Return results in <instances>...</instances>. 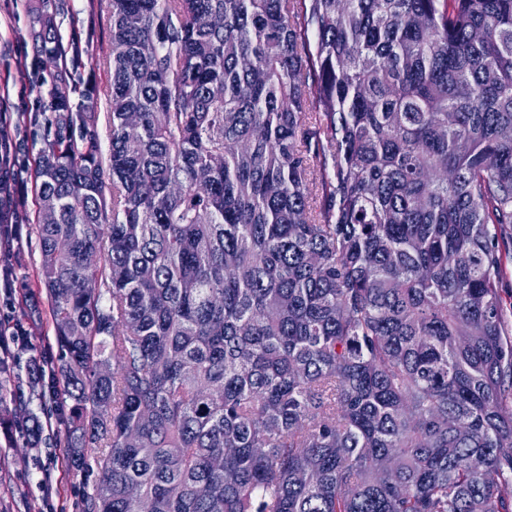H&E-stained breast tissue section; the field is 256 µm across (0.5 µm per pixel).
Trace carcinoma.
Returning a JSON list of instances; mask_svg holds the SVG:
<instances>
[{"label":"carcinoma","mask_w":512,"mask_h":512,"mask_svg":"<svg viewBox=\"0 0 512 512\" xmlns=\"http://www.w3.org/2000/svg\"><path fill=\"white\" fill-rule=\"evenodd\" d=\"M54 8L35 230L87 512H512V0H112L106 164Z\"/></svg>","instance_id":"obj_1"}]
</instances>
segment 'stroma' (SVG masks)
<instances>
[{"label":"stroma","instance_id":"obj_1","mask_svg":"<svg viewBox=\"0 0 512 512\" xmlns=\"http://www.w3.org/2000/svg\"><path fill=\"white\" fill-rule=\"evenodd\" d=\"M34 0H0V83L8 82L12 123L9 136L21 153L23 178L29 184L17 205L26 217L14 243L17 263L14 281L30 297L15 303V317L28 330L24 343L14 348L8 364L0 366V512H84L91 478L73 468L67 459L68 403L51 396L34 395L27 374L35 365L57 359L50 304L40 283L39 246L35 234L38 209L33 184L39 152L46 138L43 104L50 88L49 70L36 56L31 36ZM111 0H62L56 25L63 40L78 37L82 63L72 68L79 89L95 88L98 96L97 127L108 134ZM72 94V105L80 96ZM34 412L42 432L31 440L16 427L15 416Z\"/></svg>","mask_w":512,"mask_h":512}]
</instances>
